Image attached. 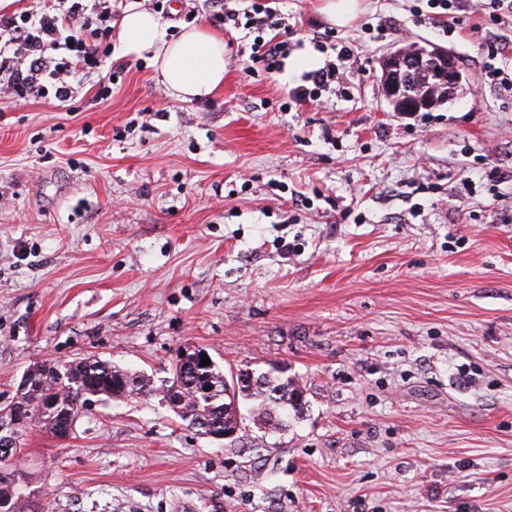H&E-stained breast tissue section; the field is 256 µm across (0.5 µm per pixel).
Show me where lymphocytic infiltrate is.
Instances as JSON below:
<instances>
[{
  "label": "lymphocytic infiltrate",
  "mask_w": 512,
  "mask_h": 512,
  "mask_svg": "<svg viewBox=\"0 0 512 512\" xmlns=\"http://www.w3.org/2000/svg\"><path fill=\"white\" fill-rule=\"evenodd\" d=\"M207 2L215 21L237 29L246 25L253 31L246 43V73L280 71L293 43L287 37L263 36L265 30L283 26L273 0H250L240 10L229 7L226 0ZM484 11V21L470 29L486 55L479 81L512 91V72L498 64L504 56L498 32L512 26V0H485ZM115 14V0H45L43 6L20 14L0 15V94L50 97L62 103L102 70L118 76L124 67L113 63L109 41ZM347 80V72L329 62L305 74L302 85L291 89L288 98L300 107Z\"/></svg>",
  "instance_id": "1"
}]
</instances>
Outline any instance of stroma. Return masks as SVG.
<instances>
[{
	"mask_svg": "<svg viewBox=\"0 0 512 512\" xmlns=\"http://www.w3.org/2000/svg\"><path fill=\"white\" fill-rule=\"evenodd\" d=\"M281 0L312 68L352 79L284 109L302 70L250 77L204 0L174 15L224 39V85L175 101L142 58L109 100L0 96V408L41 361L96 355L169 379L178 348L304 388L288 431L198 435L160 396L38 427L21 467L48 512H512V93L474 83L476 0L445 32L419 0ZM430 43L464 75L406 118L378 80ZM504 179L489 187L485 170ZM324 11L334 24H347L357 10V0H326Z\"/></svg>",
	"mask_w": 512,
	"mask_h": 512,
	"instance_id": "1",
	"label": "stroma"
}]
</instances>
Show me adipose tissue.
Returning <instances> with one entry per match:
<instances>
[{"label":"adipose tissue","mask_w":512,"mask_h":512,"mask_svg":"<svg viewBox=\"0 0 512 512\" xmlns=\"http://www.w3.org/2000/svg\"><path fill=\"white\" fill-rule=\"evenodd\" d=\"M119 40L125 54L150 57L177 99L187 102L210 96L224 82V42L199 28L179 38L167 36L165 25L152 13L127 11L119 20Z\"/></svg>","instance_id":"1"}]
</instances>
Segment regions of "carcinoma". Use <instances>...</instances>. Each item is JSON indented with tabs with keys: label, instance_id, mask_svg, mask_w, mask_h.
<instances>
[{
	"label": "carcinoma",
	"instance_id": "obj_1",
	"mask_svg": "<svg viewBox=\"0 0 512 512\" xmlns=\"http://www.w3.org/2000/svg\"><path fill=\"white\" fill-rule=\"evenodd\" d=\"M408 88L417 97L431 96L434 108L448 102V88L437 85L428 69L413 73ZM254 376L253 384L228 393L224 372L216 362L203 366L189 356L181 365H173L170 380L156 389L145 377L94 355L64 364L45 361L28 372V386L17 393V405L29 411L28 421L18 432L33 425L55 436L64 416L75 423L88 412L89 400L107 403L122 396L174 389L181 398L176 414L201 435L228 425L242 426V401L250 403L253 420L263 428L286 429L290 413L301 409L303 390L295 380L271 371H256ZM29 477L10 456L0 452V512H45L44 505L29 491Z\"/></svg>",
	"mask_w": 512,
	"mask_h": 512
}]
</instances>
